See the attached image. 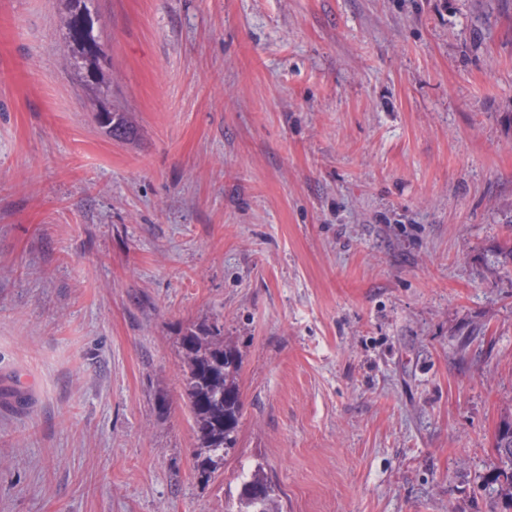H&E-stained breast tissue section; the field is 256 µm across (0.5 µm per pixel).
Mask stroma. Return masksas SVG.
Returning <instances> with one entry per match:
<instances>
[{
  "label": "stroma",
  "instance_id": "stroma-1",
  "mask_svg": "<svg viewBox=\"0 0 512 512\" xmlns=\"http://www.w3.org/2000/svg\"><path fill=\"white\" fill-rule=\"evenodd\" d=\"M214 322L243 407L204 482ZM0 376V512H224L256 465L270 512H490L512 0H0ZM186 368L183 400L196 428L200 477L205 481L237 445L242 410L241 356L217 323L193 325L181 337Z\"/></svg>",
  "mask_w": 512,
  "mask_h": 512
}]
</instances>
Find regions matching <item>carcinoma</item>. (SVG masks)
Segmentation results:
<instances>
[{
    "label": "carcinoma",
    "mask_w": 512,
    "mask_h": 512,
    "mask_svg": "<svg viewBox=\"0 0 512 512\" xmlns=\"http://www.w3.org/2000/svg\"><path fill=\"white\" fill-rule=\"evenodd\" d=\"M98 119L114 136L127 133L123 112H100ZM181 344L186 363L183 400L196 428L200 477L208 481L237 445L242 360L236 347L224 342L216 323L188 328ZM494 448L503 468L500 497L512 502V415L500 422ZM277 491L261 469L250 471L240 483L237 512H269L267 504Z\"/></svg>",
    "instance_id": "1"
}]
</instances>
